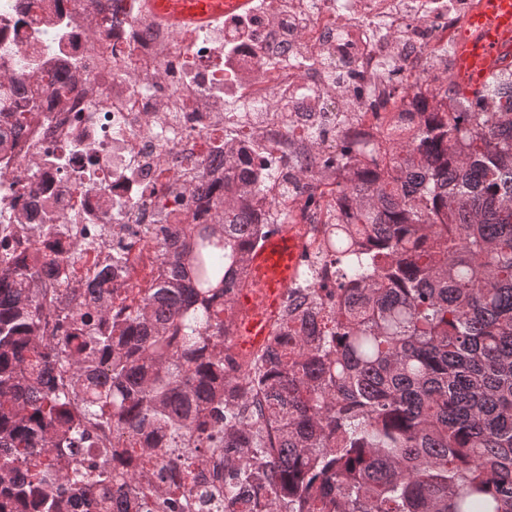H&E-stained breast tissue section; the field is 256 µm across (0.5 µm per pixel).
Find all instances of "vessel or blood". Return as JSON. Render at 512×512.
Masks as SVG:
<instances>
[{
	"instance_id": "obj_1",
	"label": "vessel or blood",
	"mask_w": 512,
	"mask_h": 512,
	"mask_svg": "<svg viewBox=\"0 0 512 512\" xmlns=\"http://www.w3.org/2000/svg\"><path fill=\"white\" fill-rule=\"evenodd\" d=\"M246 0H153L154 11L174 24L198 22L243 7ZM474 37L460 52L457 73L470 89L482 87L493 59L501 52L506 37L512 35V0H484L481 10L470 20ZM299 258L294 239L276 236L253 254L250 274L269 288L285 287Z\"/></svg>"
}]
</instances>
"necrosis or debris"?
<instances>
[{
    "instance_id": "4bbe7bcc",
    "label": "necrosis or debris",
    "mask_w": 512,
    "mask_h": 512,
    "mask_svg": "<svg viewBox=\"0 0 512 512\" xmlns=\"http://www.w3.org/2000/svg\"><path fill=\"white\" fill-rule=\"evenodd\" d=\"M149 0H0V223L34 239L42 224L96 241L86 282L114 238L150 224H210L224 195V146L264 178L250 205L320 256L336 210L322 168L336 132L379 138L419 98L452 88L458 32L481 0H247L185 29ZM28 81L24 98L13 88ZM64 85H57V77ZM239 341L245 385L266 341Z\"/></svg>"
}]
</instances>
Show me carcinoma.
<instances>
[{
    "label": "carcinoma",
    "instance_id": "cac0c4a2",
    "mask_svg": "<svg viewBox=\"0 0 512 512\" xmlns=\"http://www.w3.org/2000/svg\"><path fill=\"white\" fill-rule=\"evenodd\" d=\"M455 95L386 145L336 134V288L295 284L305 302L248 374L260 420L224 352L255 184L222 222L146 228L157 270L125 290L122 241L78 288L95 242L0 224V512H195L214 493L237 512L243 492L247 512H512V83ZM210 451L234 460L214 490L185 461Z\"/></svg>",
    "mask_w": 512,
    "mask_h": 512
}]
</instances>
